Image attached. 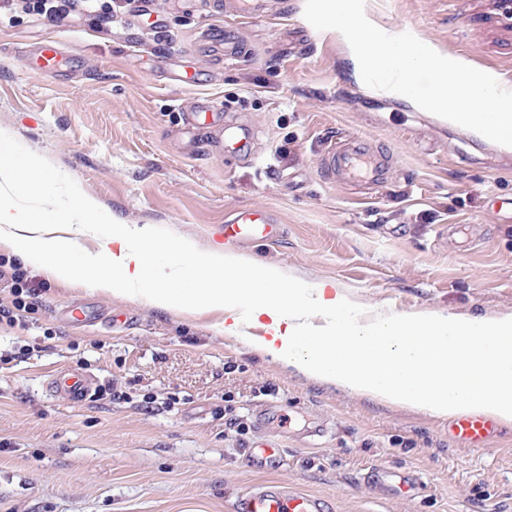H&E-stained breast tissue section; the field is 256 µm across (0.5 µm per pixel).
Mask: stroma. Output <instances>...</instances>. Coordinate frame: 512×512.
<instances>
[{"instance_id": "stroma-1", "label": "stroma", "mask_w": 512, "mask_h": 512, "mask_svg": "<svg viewBox=\"0 0 512 512\" xmlns=\"http://www.w3.org/2000/svg\"><path fill=\"white\" fill-rule=\"evenodd\" d=\"M94 0L71 22L44 0H0V131L15 159L37 155L61 208L70 186L113 222L153 228L150 258L189 240L271 266L284 282L335 285L365 316L445 312L512 315V151L441 120L348 70L350 47L316 30L305 0H268L258 19L219 14L210 0ZM389 34L512 82V5L505 0H365ZM231 27L242 48L225 62L211 34ZM54 68L31 73L44 41ZM255 133V161L189 124ZM362 139L390 158L370 193L328 181L329 140ZM260 209L276 241H224L226 217ZM21 273L37 306L0 325V512H233L236 498L275 485L323 499L326 512H512V425L480 447L448 421L320 385L224 337L218 310L162 313L103 295L87 273L69 283L22 263L0 243V302ZM89 303L112 325L63 321ZM73 374L96 392L74 403L51 390ZM281 448L266 457L261 448ZM381 470L422 489L387 490Z\"/></svg>"}]
</instances>
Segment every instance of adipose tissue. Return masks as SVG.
Returning <instances> with one entry per match:
<instances>
[{
	"instance_id": "adipose-tissue-1",
	"label": "adipose tissue",
	"mask_w": 512,
	"mask_h": 512,
	"mask_svg": "<svg viewBox=\"0 0 512 512\" xmlns=\"http://www.w3.org/2000/svg\"><path fill=\"white\" fill-rule=\"evenodd\" d=\"M95 221L91 201L81 200L72 219L0 188V237L51 279L70 280L81 267L102 294L160 311L220 310L225 335L326 385L435 416L480 413L512 424V317H366L333 286H283L266 264L221 248L197 255L183 240L170 243L182 264L166 274L149 260L144 227L115 228L86 248L81 239ZM245 324L263 336H241Z\"/></svg>"
}]
</instances>
